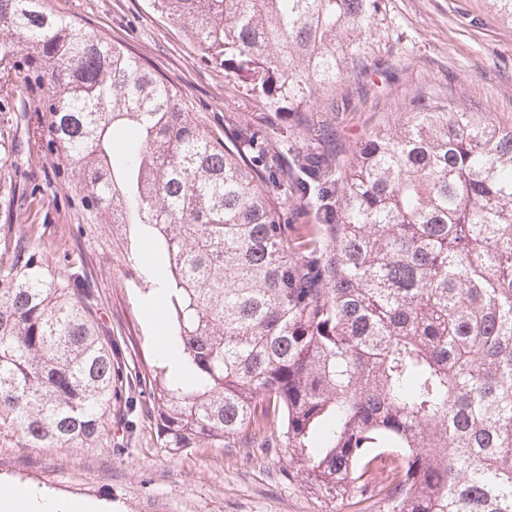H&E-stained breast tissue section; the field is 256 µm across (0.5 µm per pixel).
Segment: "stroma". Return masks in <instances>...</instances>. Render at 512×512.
I'll return each instance as SVG.
<instances>
[{
    "instance_id": "stroma-1",
    "label": "stroma",
    "mask_w": 512,
    "mask_h": 512,
    "mask_svg": "<svg viewBox=\"0 0 512 512\" xmlns=\"http://www.w3.org/2000/svg\"><path fill=\"white\" fill-rule=\"evenodd\" d=\"M66 19L97 29L122 43L169 80L184 107L216 135L225 127L257 121L263 107L249 86L230 81L208 64L178 22L154 9L152 0H48ZM388 36L375 46L377 59L392 63V75H369L375 93L350 79L331 92L348 98L343 117L315 113L332 127L336 146L351 148L361 135L398 118L415 96L449 98L473 112L512 120V26L504 24L487 0H384ZM28 180L41 192L27 201L29 223L63 265L64 251L83 253L85 278L98 301L101 334L110 338L124 374L142 371L158 355L162 340L144 315L135 284L138 269L115 262L112 249L78 236L81 218L65 199L56 171L59 162L42 143H33ZM139 388L123 386L112 400V442L90 448H26L0 434V479L24 490L35 486L63 497L111 503L112 512H359L347 500L327 501L288 481L280 466L284 448L253 453L204 446L173 456L159 448L153 421L128 413L141 401Z\"/></svg>"
}]
</instances>
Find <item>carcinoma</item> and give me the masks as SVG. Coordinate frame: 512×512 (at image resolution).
<instances>
[{"mask_svg":"<svg viewBox=\"0 0 512 512\" xmlns=\"http://www.w3.org/2000/svg\"><path fill=\"white\" fill-rule=\"evenodd\" d=\"M271 111L371 69L383 0H153ZM0 432L112 442L123 378L84 260L53 265L20 199L30 140L69 170L91 234L159 295L179 367L138 382L160 447L288 449L326 500L512 512V121L416 100L336 150L278 128L215 136L154 70L44 0H0ZM311 219L288 238V202ZM385 483L370 472L383 457Z\"/></svg>","mask_w":512,"mask_h":512,"instance_id":"1","label":"carcinoma"}]
</instances>
